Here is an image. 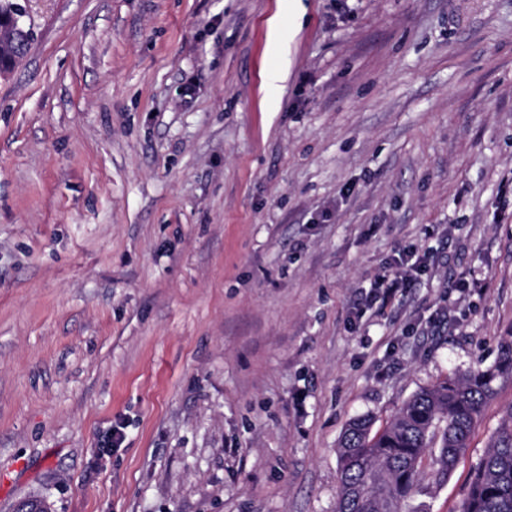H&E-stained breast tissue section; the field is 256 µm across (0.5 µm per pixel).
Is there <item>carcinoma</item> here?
Wrapping results in <instances>:
<instances>
[{
	"instance_id": "1",
	"label": "carcinoma",
	"mask_w": 512,
	"mask_h": 512,
	"mask_svg": "<svg viewBox=\"0 0 512 512\" xmlns=\"http://www.w3.org/2000/svg\"><path fill=\"white\" fill-rule=\"evenodd\" d=\"M500 348L493 364L420 388L379 426L372 416L351 421L337 448L336 512H403L423 479L447 480L497 383L512 381V335ZM456 512H512V407Z\"/></svg>"
}]
</instances>
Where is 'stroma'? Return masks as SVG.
Here are the masks:
<instances>
[{
  "instance_id": "35a3bbf8",
  "label": "stroma",
  "mask_w": 512,
  "mask_h": 512,
  "mask_svg": "<svg viewBox=\"0 0 512 512\" xmlns=\"http://www.w3.org/2000/svg\"><path fill=\"white\" fill-rule=\"evenodd\" d=\"M27 11L0 78V512H336L348 422L512 333V0ZM511 406L499 384L415 512H454ZM16 32L11 33V36L3 40L1 43L0 39V77L5 76L12 72V68L9 66H2L1 64V53L6 61L10 58H24L30 49V34L29 31H24L20 28H15Z\"/></svg>"
}]
</instances>
